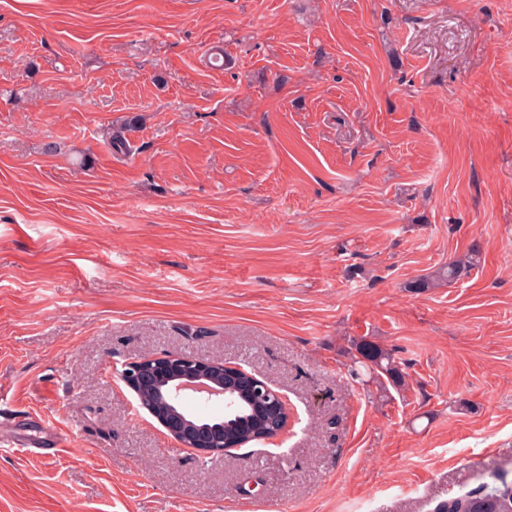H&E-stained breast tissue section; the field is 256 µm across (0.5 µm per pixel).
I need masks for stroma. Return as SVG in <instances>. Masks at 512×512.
I'll return each instance as SVG.
<instances>
[{
    "instance_id": "stroma-1",
    "label": "stroma",
    "mask_w": 512,
    "mask_h": 512,
    "mask_svg": "<svg viewBox=\"0 0 512 512\" xmlns=\"http://www.w3.org/2000/svg\"><path fill=\"white\" fill-rule=\"evenodd\" d=\"M361 341L403 385L349 374ZM169 354L241 364L287 429L179 447L121 379ZM38 414L67 449L0 454V512L512 484V0H0V424ZM140 122V115L125 116L120 123L113 125L111 131L107 132L106 139L110 149L117 155H129L133 146L125 136V132L134 131ZM479 259V252L474 249L464 261H451L434 271L432 274L422 276L411 281L408 288L412 292L419 293L425 288H434L440 283L451 284L475 266Z\"/></svg>"
}]
</instances>
